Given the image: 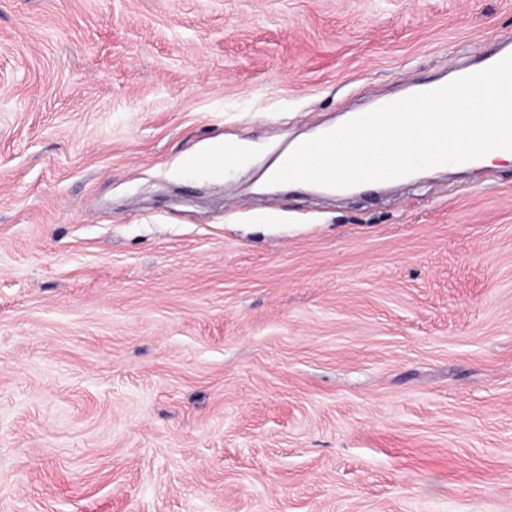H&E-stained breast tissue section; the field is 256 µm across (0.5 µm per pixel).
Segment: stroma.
I'll return each mask as SVG.
<instances>
[{"mask_svg": "<svg viewBox=\"0 0 512 512\" xmlns=\"http://www.w3.org/2000/svg\"><path fill=\"white\" fill-rule=\"evenodd\" d=\"M510 35L512 0H0V512H512V163L268 182Z\"/></svg>", "mask_w": 512, "mask_h": 512, "instance_id": "stroma-1", "label": "stroma"}]
</instances>
